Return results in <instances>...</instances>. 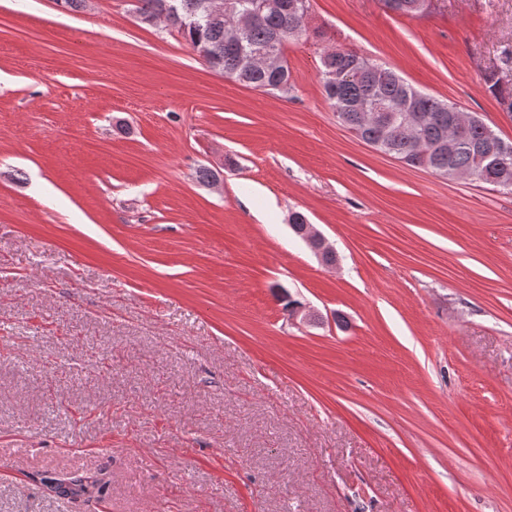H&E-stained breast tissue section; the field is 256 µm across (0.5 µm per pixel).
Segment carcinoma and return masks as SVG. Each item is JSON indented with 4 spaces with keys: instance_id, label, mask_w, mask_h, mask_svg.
<instances>
[{
    "instance_id": "obj_1",
    "label": "carcinoma",
    "mask_w": 512,
    "mask_h": 512,
    "mask_svg": "<svg viewBox=\"0 0 512 512\" xmlns=\"http://www.w3.org/2000/svg\"><path fill=\"white\" fill-rule=\"evenodd\" d=\"M145 17L165 16L193 48L201 62L235 82L267 94H289L291 83L285 47L306 32L307 15L284 5L257 15L244 30L240 44L228 46L224 32L254 0H231L224 18L211 20L205 0H138ZM276 45L281 65L275 70L242 65L241 56ZM320 72L323 93L341 124L365 143L402 163L425 168L444 178L453 174L512 192V153H500L504 139L478 120L454 126L452 103L417 90L394 70L351 51L328 49ZM487 89L505 112L512 114V82L497 72L484 74ZM55 488L65 496L103 495L106 483L94 477L58 480Z\"/></svg>"
}]
</instances>
